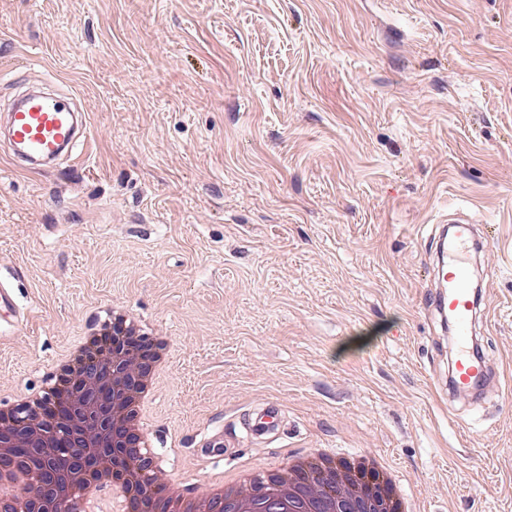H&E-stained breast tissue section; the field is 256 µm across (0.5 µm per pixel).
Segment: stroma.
Segmentation results:
<instances>
[{"label": "stroma", "instance_id": "obj_1", "mask_svg": "<svg viewBox=\"0 0 512 512\" xmlns=\"http://www.w3.org/2000/svg\"><path fill=\"white\" fill-rule=\"evenodd\" d=\"M0 109L74 92L83 161L0 165V393L38 387L98 307L170 340L149 444L168 478L311 448L388 458L418 512H512V0H0ZM480 266L501 388L438 394L421 311L450 211ZM280 405L258 438L249 411ZM216 430L228 445L206 456ZM5 318H10L14 326L19 328L25 326L27 319L23 313L17 310V302L12 288L6 287L3 283L0 285V320L5 322Z\"/></svg>", "mask_w": 512, "mask_h": 512}]
</instances>
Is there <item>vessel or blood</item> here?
<instances>
[{"label":"vessel or blood","instance_id":"vessel-or-blood-1","mask_svg":"<svg viewBox=\"0 0 512 512\" xmlns=\"http://www.w3.org/2000/svg\"><path fill=\"white\" fill-rule=\"evenodd\" d=\"M0 136L7 138L13 166L29 173H41L57 158L88 140L85 113L75 111L70 97L31 91L19 99L0 120ZM483 237L472 220L460 217L452 221L451 238L441 241L438 259L431 275L438 283L428 295L425 314H439L449 320L454 336L452 382L456 390L466 391L475 382L484 381L489 367L475 356V332L478 318L476 292L470 271ZM11 320L15 327L27 319L17 309L13 289L0 285V320ZM251 433L278 429L281 411L268 406L249 413Z\"/></svg>","mask_w":512,"mask_h":512}]
</instances>
